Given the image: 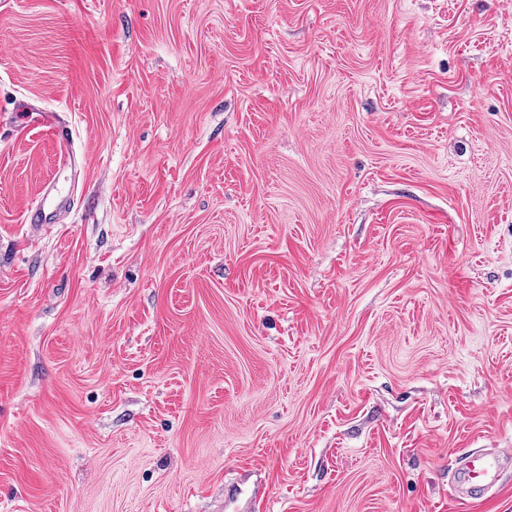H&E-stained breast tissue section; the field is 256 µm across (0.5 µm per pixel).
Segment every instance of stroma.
Wrapping results in <instances>:
<instances>
[{"instance_id":"35a3bbf8","label":"stroma","mask_w":512,"mask_h":512,"mask_svg":"<svg viewBox=\"0 0 512 512\" xmlns=\"http://www.w3.org/2000/svg\"><path fill=\"white\" fill-rule=\"evenodd\" d=\"M487 448L512 0H0V512H512ZM510 457L511 451L509 448V450L505 452L491 455L478 464L469 467L468 470L464 472V476L467 477H465L464 484L461 485L456 498L464 500L483 494L491 483L492 478L495 476L497 468L500 467L501 464L508 462Z\"/></svg>"}]
</instances>
